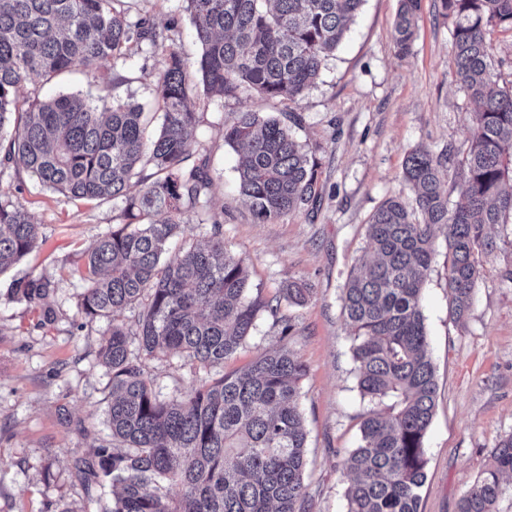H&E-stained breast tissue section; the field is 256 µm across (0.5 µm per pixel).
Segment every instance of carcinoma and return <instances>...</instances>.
Here are the masks:
<instances>
[{
	"label": "carcinoma",
	"mask_w": 512,
	"mask_h": 512,
	"mask_svg": "<svg viewBox=\"0 0 512 512\" xmlns=\"http://www.w3.org/2000/svg\"><path fill=\"white\" fill-rule=\"evenodd\" d=\"M186 2L200 49L193 72L177 22L158 25L134 0H0V173L24 172L68 199L119 211L116 228L78 260L86 283L78 314L87 323L108 320L98 356L112 375L111 439L75 463L85 491L116 489L111 512H306L300 397L307 366L297 351L283 345L169 399L144 378L141 354L222 368L261 313L312 294L307 283L290 281L280 296L250 295L247 263L228 252L223 224L209 212L212 182L197 161L206 152L197 138L203 113L191 99L201 88L207 97L256 92L301 101L364 0ZM419 3L402 0L394 27L401 54L414 41ZM440 7L454 19L456 81L476 104L460 163L461 202L448 203L451 151L411 152L404 178L413 203L391 197L377 208L367 228L373 261L343 284L357 385L368 401L360 442L343 461L346 512H419L438 390L419 305L434 232L446 230L448 298L462 322L479 255L493 248L486 228L512 214V86L495 78L488 41L491 25L512 29V0H440ZM139 52L156 61L163 123L153 137L143 105L130 99L18 93L26 81L52 84L75 68L110 69L112 83H123ZM224 143L244 151L239 192L257 223L317 199V164L285 122L241 112L224 126ZM190 213L209 225L205 243L185 241L169 252ZM39 239L23 202L0 199V273ZM14 288L39 303L53 284L41 276ZM505 476L512 478V433L499 439L458 512H501ZM169 485L180 488L178 498L164 494Z\"/></svg>",
	"instance_id": "carcinoma-1"
}]
</instances>
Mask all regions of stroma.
Segmentation results:
<instances>
[{
	"label": "stroma",
	"mask_w": 512,
	"mask_h": 512,
	"mask_svg": "<svg viewBox=\"0 0 512 512\" xmlns=\"http://www.w3.org/2000/svg\"><path fill=\"white\" fill-rule=\"evenodd\" d=\"M159 24L177 20L183 51L195 62L198 48L183 0H137ZM400 0H365L350 32L322 68L317 85L296 105L245 94L224 101L196 100L204 120L197 135L209 147L213 181L210 208L224 217V245L246 259L253 292L269 297L300 280L312 295L282 306L292 317V347L308 366L300 406L308 433L304 478L307 512H346L343 460L359 443L358 416L367 407L357 387L351 338L341 312V288L370 258L366 227L388 198L411 200L403 179L415 149H452L464 159L471 146L475 105L460 90L452 69V18L439 0H420L417 32L408 54L394 43ZM103 69H76L52 85L25 84L19 93L112 90L146 111L157 108L153 77L132 72L119 87ZM296 112L297 140L318 162L319 206L295 211L274 224H259L238 191L241 156L224 142V125L237 112ZM24 187V204L40 226V242L27 257L0 273V512H110L112 492L86 494L74 460L109 437L111 375L100 363L107 321L83 323L77 302L85 283L81 253L111 230V204L66 199L34 179L0 176V197ZM495 246L481 257L474 303L465 323L448 301V249L437 231L435 255L421 308L436 369L438 397L427 430V481L420 512H458L461 496L490 459L500 436L512 433V216L489 228ZM53 279L43 304L18 296L12 284L27 276ZM53 319H45L44 309ZM282 326L262 313L242 349L224 365L231 372L280 346ZM147 379L162 397L190 391L207 372L177 356H142Z\"/></svg>",
	"instance_id": "1"
}]
</instances>
